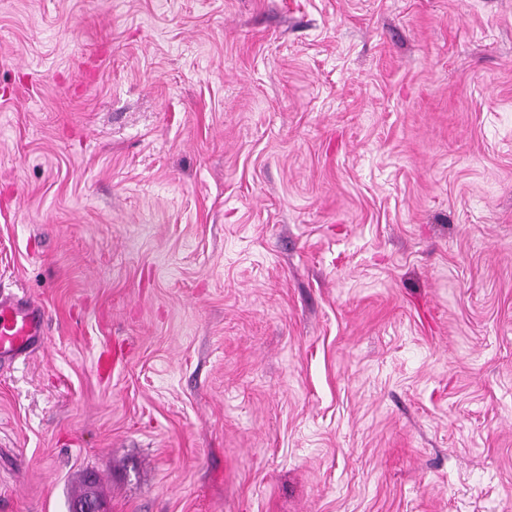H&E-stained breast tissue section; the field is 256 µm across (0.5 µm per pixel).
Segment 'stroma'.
<instances>
[{"label":"stroma","instance_id":"stroma-1","mask_svg":"<svg viewBox=\"0 0 512 512\" xmlns=\"http://www.w3.org/2000/svg\"><path fill=\"white\" fill-rule=\"evenodd\" d=\"M0 292V512H512V0H0ZM45 311L42 307L21 305L9 296H0V361L26 353L35 343L44 342Z\"/></svg>","mask_w":512,"mask_h":512}]
</instances>
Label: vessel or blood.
<instances>
[{
  "label": "vessel or blood",
  "instance_id": "obj_1",
  "mask_svg": "<svg viewBox=\"0 0 512 512\" xmlns=\"http://www.w3.org/2000/svg\"><path fill=\"white\" fill-rule=\"evenodd\" d=\"M45 335V312L42 307L22 305L13 298L0 296V361L27 352Z\"/></svg>",
  "mask_w": 512,
  "mask_h": 512
}]
</instances>
